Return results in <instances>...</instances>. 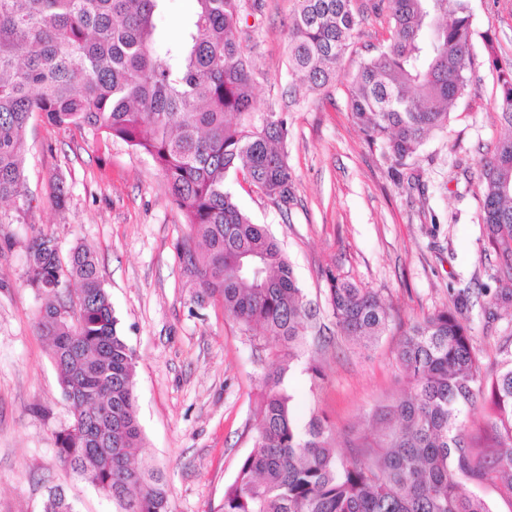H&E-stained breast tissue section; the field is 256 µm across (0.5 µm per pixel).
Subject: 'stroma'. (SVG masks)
I'll return each instance as SVG.
<instances>
[{"label": "stroma", "mask_w": 512, "mask_h": 512, "mask_svg": "<svg viewBox=\"0 0 512 512\" xmlns=\"http://www.w3.org/2000/svg\"><path fill=\"white\" fill-rule=\"evenodd\" d=\"M475 71L470 94L452 109L447 133L427 140L419 157L394 170L369 148L347 106L348 82L330 95L297 85L288 70L291 0H265L248 18L247 51L266 73L258 111H286V144L295 198L280 211L267 197L235 185L241 207L280 242L307 299L328 331L284 386L301 420L319 412L338 446L376 438L375 408L409 389L397 361L401 325L449 306L459 289L496 288V257L482 224L480 162L512 134L501 123L500 86L487 58L512 61V0H471ZM389 37L387 14L366 13L345 58L354 70ZM29 209L0 224V512H42L50 489L78 512H115L111 501L76 479L54 436L73 419L51 348L33 323L45 298L26 283L27 244L51 233L61 257L78 245L99 260L118 318L135 354L140 460L166 476L169 512H222L224 489L252 450L270 350L251 338L184 269L188 226L163 173L146 155L87 131L33 116L25 136ZM62 182L56 207L51 182ZM350 279L384 299L395 324L364 349L334 331L329 277ZM483 369L512 349V317L486 324L470 314ZM318 366L312 378L308 364Z\"/></svg>", "instance_id": "35a3bbf8"}]
</instances>
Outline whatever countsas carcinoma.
<instances>
[{
    "label": "carcinoma",
    "mask_w": 512,
    "mask_h": 512,
    "mask_svg": "<svg viewBox=\"0 0 512 512\" xmlns=\"http://www.w3.org/2000/svg\"><path fill=\"white\" fill-rule=\"evenodd\" d=\"M168 0H0V203L30 205L23 145L31 115L120 141L152 159L166 179L190 238L186 270L224 317L263 346L278 369L264 380L252 451L224 490L223 512H492L465 482H498L512 495V352L488 387L461 290L451 308L402 329L398 362L410 392L378 406L375 444L339 452L326 419L300 423L283 387L316 329V309L277 239L256 224L226 184L229 174L288 208L294 181L285 145L288 117L258 112L263 72L243 46V17L261 0H193L182 36L160 28ZM288 66L312 91L344 72L360 23L357 0H293ZM389 14L386 46L349 73L348 107L367 143L397 168L432 133L448 131L451 108L468 95L475 68L470 0H375ZM497 101L512 129V63L499 64ZM481 224L502 286L480 290L493 323L512 307V135L481 162ZM26 281L47 297L34 329L52 348L66 400L78 416L58 431L59 458L118 512H168V485L137 463L142 445L132 348L118 332L112 300L92 251L75 247L66 267L43 231L27 247ZM336 329L373 346L391 329L384 300L345 277H330ZM77 284L79 318L64 316ZM488 393L483 449L467 438V413ZM43 512H76L49 493Z\"/></svg>",
    "instance_id": "cac0c4a2"
}]
</instances>
